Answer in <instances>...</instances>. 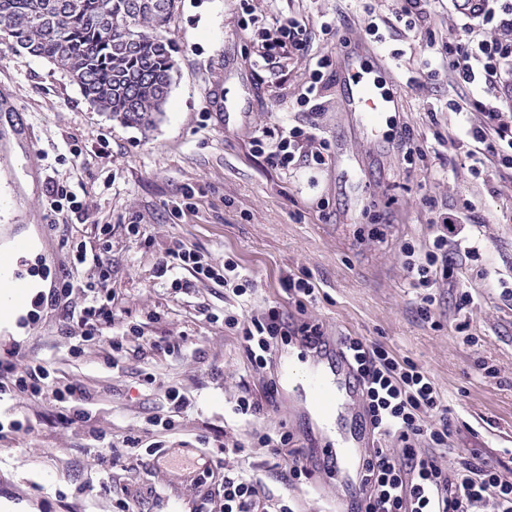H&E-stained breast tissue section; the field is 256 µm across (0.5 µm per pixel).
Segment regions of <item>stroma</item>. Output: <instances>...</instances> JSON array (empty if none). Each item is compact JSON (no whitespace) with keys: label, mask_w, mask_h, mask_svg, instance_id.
<instances>
[{"label":"stroma","mask_w":512,"mask_h":512,"mask_svg":"<svg viewBox=\"0 0 512 512\" xmlns=\"http://www.w3.org/2000/svg\"><path fill=\"white\" fill-rule=\"evenodd\" d=\"M464 0H435L427 21L406 26L399 0H181L162 36L175 60L173 81L156 127L146 131L92 107L78 85L45 59L0 52V244L35 237L46 288L33 313L18 318L21 333L0 336V357L36 360L59 382L92 398L87 423L60 421L49 397L0 394V421L20 419L23 439H0V499L21 512H211L224 508L225 466L245 468L274 494H287L295 512L343 507L353 493L340 478L316 471L313 485L288 484L285 458L255 446L225 458L221 445L249 427L233 408L239 396L264 401L278 382L277 404L259 426L288 430L310 448L348 434L342 414L330 428L311 417L277 368L256 373L237 336L225 328L233 296L221 284L194 280L188 271L157 277L168 248L182 243L209 262L230 259L252 276L249 306L291 311L288 277L310 275L318 291L306 316L336 340L359 336L426 370L448 400L453 432L443 462L479 454L503 461L512 480V301L462 270L456 289L437 291L431 319L417 310L416 292L402 265L401 247H425L435 211L476 206L482 260L493 277L512 283V169L486 163L482 177L450 143L463 121L479 124L472 109L459 117L451 104L476 93L447 67L428 76L435 57L467 15ZM306 25L303 46L268 65L259 56L278 20ZM377 21L382 42L368 33ZM370 46L387 61L378 85L398 93V109L376 128L359 124L338 78L343 38ZM329 60L309 115L297 103L319 60ZM236 103L225 120V101ZM316 119L328 144L322 163L300 155L292 169L271 167L250 144L254 135ZM439 155L409 162L399 149L402 129ZM62 184L78 207L51 203ZM110 241L101 260L112 268V322L102 338L78 339L70 311L85 296L53 299L71 270L70 244ZM100 260V261H101ZM470 303L458 311L456 299ZM468 320L467 334L455 325ZM142 337L112 350V336ZM494 376H484L483 367ZM188 405L175 409L167 388ZM171 427H164V420ZM145 453L127 465L130 437ZM166 449L174 462L148 451Z\"/></svg>","instance_id":"stroma-1"}]
</instances>
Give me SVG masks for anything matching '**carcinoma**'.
<instances>
[{
    "instance_id": "obj_1",
    "label": "carcinoma",
    "mask_w": 512,
    "mask_h": 512,
    "mask_svg": "<svg viewBox=\"0 0 512 512\" xmlns=\"http://www.w3.org/2000/svg\"><path fill=\"white\" fill-rule=\"evenodd\" d=\"M179 0H0V45L53 63L91 106L150 129L174 60L160 31Z\"/></svg>"
}]
</instances>
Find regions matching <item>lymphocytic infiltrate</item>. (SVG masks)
<instances>
[{
	"label": "lymphocytic infiltrate",
	"instance_id": "f902f5d3",
	"mask_svg": "<svg viewBox=\"0 0 512 512\" xmlns=\"http://www.w3.org/2000/svg\"><path fill=\"white\" fill-rule=\"evenodd\" d=\"M512 27V0H477L470 22L462 24L450 38L447 60L459 83L489 90L495 85L503 63L512 61V41L478 38L477 27ZM483 114L480 125L467 126L466 156L470 171L480 174L486 160L495 158L512 167V120L506 119L497 102L475 101ZM275 151L265 152L264 135L252 138L256 152L267 155L271 167L288 169L303 145L315 143V122L282 127ZM451 225H435L426 248L404 244L401 253L410 285L418 289V311L430 317L436 302L435 288L455 283L467 262L478 260L476 246H464L455 240ZM192 270L195 277L223 281L234 296L246 295L249 274L233 261L217 268L203 263L199 255L184 244L170 248L159 261L158 276ZM111 267H101L97 280L84 282L72 277L64 289H81L89 303L77 319L82 340L102 337L112 321ZM289 296L296 315L284 316L278 307L266 312L237 317L228 315L224 325L239 336L252 369L272 365L280 345L301 340L318 350L323 345L320 324L306 321V304L314 299L316 287L309 277L289 278ZM340 346L357 380L363 387L364 412L380 444L365 452L361 459L359 495L353 498L349 512H469L472 504L483 503L487 512H512V482L502 479L498 467L479 457H464L454 468H447L435 451L447 447L452 433L448 404L429 374L411 360L398 358L382 345L356 336L341 339ZM11 377L13 389L33 395H48L57 402L72 405V421H87L86 411L77 405V388L61 386L50 380L44 366L29 364L17 368L14 362L0 360V374ZM250 438L267 447L272 456H288V480L295 483L310 479L313 471L303 449L293 447V436L280 433L251 432ZM249 438V439H250ZM396 440L397 450L384 448L386 440ZM429 452H422V445ZM224 512H292L285 496L267 492L260 480L244 472L224 471Z\"/></svg>",
	"mask_w": 512,
	"mask_h": 512
}]
</instances>
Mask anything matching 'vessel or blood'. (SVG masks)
<instances>
[{
	"label": "vessel or blood",
	"mask_w": 512,
	"mask_h": 512,
	"mask_svg": "<svg viewBox=\"0 0 512 512\" xmlns=\"http://www.w3.org/2000/svg\"><path fill=\"white\" fill-rule=\"evenodd\" d=\"M342 71L344 80L349 85L352 107L354 111L360 112L368 125H376L385 112L396 107V94L383 93L369 70L357 65L355 56L346 58ZM28 251L27 242L21 241L16 243L13 252L0 253V276L13 282L14 291L10 300L14 303L25 300ZM277 360L281 380L287 383L296 382L299 391L307 394L320 411H331L340 396L354 399L360 396L359 387L340 346L327 344L325 349L316 355L306 374L301 376L296 375L289 356L281 353L278 354ZM372 444V433L363 430L356 437L355 448H315L311 454L317 459H348L354 456L356 449L368 448Z\"/></svg>",
	"instance_id": "1"
}]
</instances>
